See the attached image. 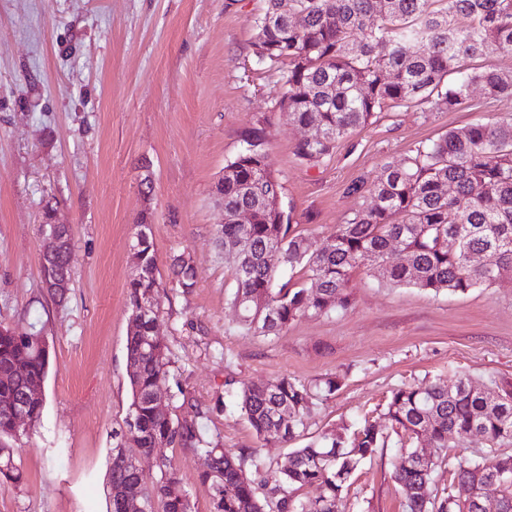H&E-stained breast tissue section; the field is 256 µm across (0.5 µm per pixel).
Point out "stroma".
I'll list each match as a JSON object with an SVG mask.
<instances>
[{"instance_id": "stroma-1", "label": "stroma", "mask_w": 512, "mask_h": 512, "mask_svg": "<svg viewBox=\"0 0 512 512\" xmlns=\"http://www.w3.org/2000/svg\"><path fill=\"white\" fill-rule=\"evenodd\" d=\"M263 0H0V323L36 324L52 348L39 424L14 442L26 483L0 482V512H109L111 434L130 403L125 285L142 212L152 214L160 277L171 291L157 331L174 354L171 384L208 407L199 423L226 451H255L266 464L324 431L381 415L404 385L462 374L512 381V278L466 295L394 287L357 269L346 311L298 319L277 336L243 329L230 268L215 244L223 210L214 185L248 134L283 184L295 232L319 249L363 203L359 178L482 115L512 114V97L474 92L456 112L417 107L378 113L309 166L294 154L303 136L275 103L276 70L257 65L253 20ZM70 225L69 297L54 303L41 280L45 201ZM189 253L190 292L172 288L171 260ZM339 388L315 400L303 438L265 442L239 416L213 410L226 379L286 377ZM192 512H210L197 480L204 457L166 451ZM396 449L358 472L347 512H403L393 480Z\"/></svg>"}]
</instances>
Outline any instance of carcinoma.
<instances>
[{"mask_svg": "<svg viewBox=\"0 0 512 512\" xmlns=\"http://www.w3.org/2000/svg\"><path fill=\"white\" fill-rule=\"evenodd\" d=\"M257 62L280 73L284 92L279 111L301 127L320 132L298 142L294 155L317 164L336 143L388 108L424 106L428 111L462 109L478 87L491 98L512 96V70L482 69L470 61L490 53L512 55V0H264L255 18ZM262 131L248 135L246 147L224 166L216 195L224 207L216 243L224 249L235 282L233 305L239 323L263 336H277L308 315L347 310L353 303L354 270L379 273L395 286L436 294H468L512 275V116L480 117L417 146L390 161L374 181L361 178L348 193L371 200L369 206L329 235L315 253L291 231V215L265 190L283 189L260 148ZM248 210L252 223L239 224ZM131 259L139 276L126 287L130 314L150 306V314L127 333L126 357L131 399L124 425L112 431L108 481L110 512H127V491L140 487L148 512H191L183 480L171 458L156 456L154 473L135 467L130 449L151 454L158 448H184L204 456L198 481L210 493V512H345L353 474L388 439L366 420L347 434L326 431L288 453L256 481L246 470L264 463L250 453L233 456L207 438L199 418L225 407L219 396L205 409L183 390L169 394L168 416L155 413L153 394L169 382L172 352L156 334L166 288L157 269L150 214L136 222ZM64 247L42 276L71 277L70 230ZM280 253L281 263L300 268L317 291L281 281V271L265 255ZM481 254L482 265L471 261ZM176 285L195 287L193 258L173 261ZM43 332L30 324H0V438L17 439L12 405L31 393V426L41 419L45 397L39 389L48 375L51 350ZM338 388L334 378L315 386L282 377L265 384H242L235 409L264 441L290 443L304 436L313 400ZM400 448L393 479L404 512H512V383L479 386L469 376L454 384L431 381L400 387L385 406ZM481 435L490 443L484 455L455 453L419 463L418 442L448 448L456 438ZM506 473L494 500L477 511L458 499L454 483L471 485L482 496L485 464ZM447 468L448 488L437 487ZM0 479L20 485L23 471L14 449L0 445ZM308 490V495L301 494Z\"/></svg>", "mask_w": 512, "mask_h": 512, "instance_id": "obj_1", "label": "carcinoma"}]
</instances>
